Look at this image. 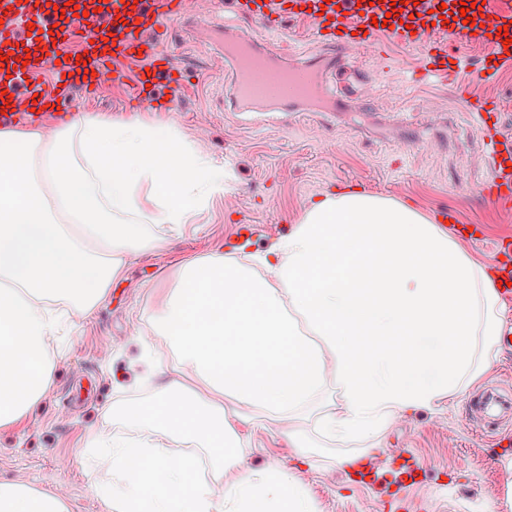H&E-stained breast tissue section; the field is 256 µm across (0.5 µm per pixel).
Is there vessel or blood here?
Instances as JSON below:
<instances>
[{"instance_id":"b4317fda","label":"vessel or blood","mask_w":512,"mask_h":512,"mask_svg":"<svg viewBox=\"0 0 512 512\" xmlns=\"http://www.w3.org/2000/svg\"><path fill=\"white\" fill-rule=\"evenodd\" d=\"M239 15L259 24L256 33L239 35L232 42L216 38L215 43L232 64L230 97L240 105L262 99L290 106L325 98L322 73L314 65L293 66L275 52L261 48L262 37L280 30L289 18L306 21L315 36L336 54L338 67L350 71L364 54L380 55L382 21H389L386 32L400 43L418 48L422 55L410 81L452 85L461 67L449 45L436 42L444 31L485 45L487 54L480 68L473 71L477 80L492 77L498 68L512 64V45L504 46L498 29L512 21V10L495 14L472 8L474 24L459 21V0H235ZM189 0H108L107 6L88 16L59 13L48 0H0V84L7 85L14 101L0 113V128L28 127L62 129L79 122L72 112L70 92L78 88L94 91L105 75L132 80L135 102L149 104L157 99L159 82H166L172 95H179L182 79L171 56L162 48L167 23L184 18ZM42 30L43 47H35L29 27ZM80 37V58H62L52 50L53 42L65 43ZM27 48V63L17 62L10 53ZM37 71L55 76L46 84L34 79ZM477 118L485 146L484 174L480 195L497 207L506 221H512V134L502 124L500 106L485 101L471 108ZM501 283L499 293L512 305V246L498 244L491 256Z\"/></svg>"}]
</instances>
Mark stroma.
<instances>
[{"label": "stroma", "mask_w": 512, "mask_h": 512, "mask_svg": "<svg viewBox=\"0 0 512 512\" xmlns=\"http://www.w3.org/2000/svg\"><path fill=\"white\" fill-rule=\"evenodd\" d=\"M213 36L193 17L168 25L163 47L185 79L171 111L132 109L129 86L108 76L93 94L77 90L71 96L77 112L175 127L212 161L231 166L235 180L171 246L144 247L130 257L104 302L77 321L56 360L48 396L22 428L0 429V481L62 489L70 512H107L82 458L99 435H153L154 424L128 422L119 410L156 399L180 364L164 339L154 337L146 346L141 338L160 315L182 264L225 253L226 242L238 239L239 219L254 228L250 242L236 251L244 259L287 236L317 196L348 186L405 203L428 218L447 209L457 223L478 225L482 241L460 244L475 261L488 262L494 242L512 243V223H495L492 205L479 197L481 144L466 110L470 100L498 102L503 127L512 132V66L490 80H473L485 50L461 38L455 86H411L394 95L376 83L385 60L366 54L359 77H340L332 85L343 111L308 106L273 116L265 105L242 109L228 102L230 73ZM267 45L300 61L324 64L331 57L297 19L287 20ZM146 352L163 361L166 377H140L133 364ZM469 403L466 393L444 399L434 409L400 417L383 434L373 461L382 465L408 451L426 468L418 481L389 496L358 485L339 462L354 446L319 438L309 420L303 424L308 447L301 450L285 425L256 416L241 428L243 453L250 467L274 464L289 472L318 512H503L500 501L512 486V445L490 447L466 425Z\"/></svg>", "instance_id": "stroma-1"}]
</instances>
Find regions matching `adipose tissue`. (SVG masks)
Segmentation results:
<instances>
[{"label": "adipose tissue", "mask_w": 512, "mask_h": 512, "mask_svg": "<svg viewBox=\"0 0 512 512\" xmlns=\"http://www.w3.org/2000/svg\"><path fill=\"white\" fill-rule=\"evenodd\" d=\"M234 179L170 126L91 117L45 136L0 129V429L49 392L60 326L90 315L135 247L163 249ZM159 227L150 236L147 226ZM183 264L153 333L203 391L169 381L164 399L123 408L149 439L101 438L118 501L143 512H317L290 474L244 467L239 424L292 425L335 367L343 407L321 434L365 450L402 415L467 391L496 360L504 328L491 271L413 208L346 190L318 196L257 257ZM233 398L236 421L224 418ZM210 448L227 487L192 477L172 441ZM0 512H69L64 495L0 482Z\"/></svg>", "instance_id": "1"}]
</instances>
